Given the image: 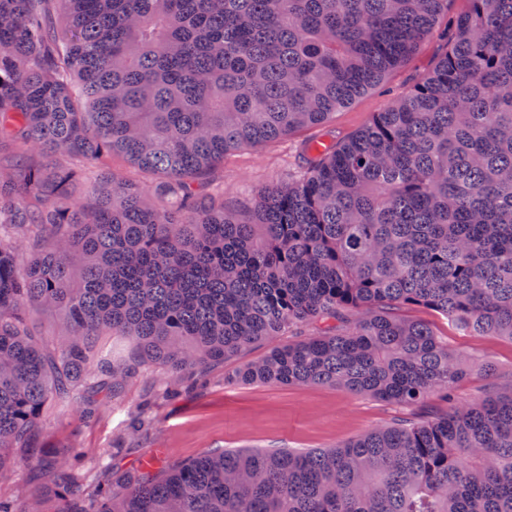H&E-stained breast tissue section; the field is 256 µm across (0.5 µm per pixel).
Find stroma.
Instances as JSON below:
<instances>
[{"instance_id":"1","label":"stroma","mask_w":512,"mask_h":512,"mask_svg":"<svg viewBox=\"0 0 512 512\" xmlns=\"http://www.w3.org/2000/svg\"><path fill=\"white\" fill-rule=\"evenodd\" d=\"M446 45L442 33L429 36L408 61L390 72L382 86L337 112L333 121L337 138L355 133L374 113L406 95L432 68ZM296 142L292 136L228 156L212 177L214 184L224 189L225 206L242 207L255 190L287 181L295 172ZM404 314L428 323L449 349L467 360L468 369L453 389L456 402L476 401L492 383L505 390L512 388L511 340L468 332L421 307H406ZM295 338V333L289 331L278 340L253 345L233 360L209 369L197 391L155 403L149 411L153 430L127 442L121 466L138 465L147 455L165 463L186 462L209 449L330 448L372 429L402 419L432 416L445 408L436 397L417 407H404L342 387L235 381L240 368L266 356L275 344ZM163 379L162 372L151 371L133 380L117 400L102 407L93 423L84 422L82 403L77 399L44 422L38 447L59 452L75 448L85 456L79 497L88 498L94 486L106 478L112 462V443L124 432L128 410L135 408Z\"/></svg>"}]
</instances>
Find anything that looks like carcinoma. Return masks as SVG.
I'll use <instances>...</instances> for the list:
<instances>
[{
  "label": "carcinoma",
  "instance_id": "1",
  "mask_svg": "<svg viewBox=\"0 0 512 512\" xmlns=\"http://www.w3.org/2000/svg\"><path fill=\"white\" fill-rule=\"evenodd\" d=\"M467 2L438 63L338 143L336 111L448 0H0V476L24 452L45 479L0 512H512V389L332 448L146 460L79 508L82 457L35 447L76 396L90 421L156 365L167 399L292 327L315 333L236 379L413 407L450 397L465 362L403 308L512 340V0ZM314 128L293 179L224 208L226 156ZM36 306L63 313L52 351ZM106 333L136 359L113 361ZM151 429L140 408L126 437Z\"/></svg>",
  "mask_w": 512,
  "mask_h": 512
}]
</instances>
